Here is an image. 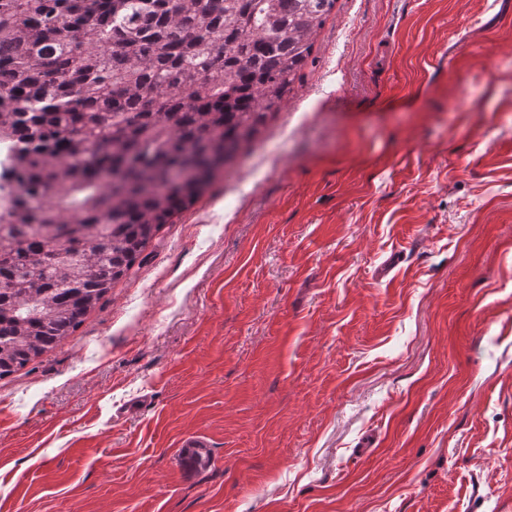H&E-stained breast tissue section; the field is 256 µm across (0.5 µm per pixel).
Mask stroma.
Wrapping results in <instances>:
<instances>
[{
	"mask_svg": "<svg viewBox=\"0 0 512 512\" xmlns=\"http://www.w3.org/2000/svg\"><path fill=\"white\" fill-rule=\"evenodd\" d=\"M0 512H512V0H338L234 166L0 379ZM180 448H186L185 455L189 464L193 467L204 466L208 461L209 443L203 437L198 435H189L185 437Z\"/></svg>",
	"mask_w": 512,
	"mask_h": 512,
	"instance_id": "obj_1",
	"label": "stroma"
}]
</instances>
